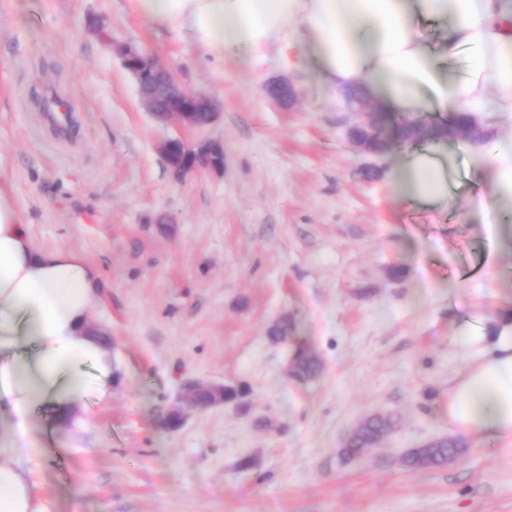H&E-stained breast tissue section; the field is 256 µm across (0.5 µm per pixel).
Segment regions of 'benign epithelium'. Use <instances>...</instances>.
I'll list each match as a JSON object with an SVG mask.
<instances>
[{"mask_svg":"<svg viewBox=\"0 0 512 512\" xmlns=\"http://www.w3.org/2000/svg\"><path fill=\"white\" fill-rule=\"evenodd\" d=\"M123 64L136 78L142 104L155 118L161 121L177 119L189 128H198L199 115L207 116L205 126L217 119L213 101L208 97L186 90L178 78L156 60L148 57L135 46L127 44L120 48ZM268 97L281 105H292L296 91L287 82H273L266 88ZM346 111L351 116L348 137L361 152L375 155L371 140L389 142V129L385 121L375 117L371 98L362 95L356 100L345 98ZM168 168L177 181L186 175L207 170L224 171V142L204 138L188 146L180 138H169L161 145ZM191 404L197 409H206L224 403V385L192 382L185 387Z\"/></svg>","mask_w":512,"mask_h":512,"instance_id":"obj_1","label":"benign epithelium"}]
</instances>
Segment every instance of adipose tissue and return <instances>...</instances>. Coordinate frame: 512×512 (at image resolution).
<instances>
[{
  "label": "adipose tissue",
  "instance_id": "adipose-tissue-1",
  "mask_svg": "<svg viewBox=\"0 0 512 512\" xmlns=\"http://www.w3.org/2000/svg\"><path fill=\"white\" fill-rule=\"evenodd\" d=\"M150 26L187 41L200 58L249 63L298 37L320 76L367 88L394 110L425 116L469 113L492 125L512 113V0H132ZM447 22L436 46L422 22ZM469 53L470 66L445 64ZM439 143L409 150L403 174L410 193L448 199ZM485 157L494 195L512 199V141H491ZM103 293L98 271L79 253L31 240L10 196L0 189V399L25 436L36 406L51 402L59 422L77 417L90 395L112 397V346L92 330ZM455 342L466 355L448 380V430L467 440L512 446V311L491 333L468 327ZM96 381H88L84 365ZM0 512H56L36 469L0 448Z\"/></svg>",
  "mask_w": 512,
  "mask_h": 512
}]
</instances>
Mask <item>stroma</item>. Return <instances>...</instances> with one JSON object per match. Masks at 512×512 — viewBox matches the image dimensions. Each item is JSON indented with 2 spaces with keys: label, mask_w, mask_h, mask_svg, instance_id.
I'll list each match as a JSON object with an SVG mask.
<instances>
[{
  "label": "stroma",
  "mask_w": 512,
  "mask_h": 512,
  "mask_svg": "<svg viewBox=\"0 0 512 512\" xmlns=\"http://www.w3.org/2000/svg\"><path fill=\"white\" fill-rule=\"evenodd\" d=\"M133 44L218 120H155L118 47ZM292 80L291 110L266 85ZM338 89L297 41L214 70L150 27L131 0H0V184L41 248L74 250L106 288L93 319L112 338V399L60 425L40 404L19 460L57 512H512V448L469 442L461 460L408 468L448 435L460 326L512 309V202L492 192L482 148L450 137L448 203L402 195L395 149L347 140ZM213 138L224 170L175 182L161 144ZM321 359L289 376L280 320ZM235 393L184 424L163 416L187 380ZM395 430L347 459L367 416Z\"/></svg>",
  "instance_id": "35a3bbf8"
}]
</instances>
